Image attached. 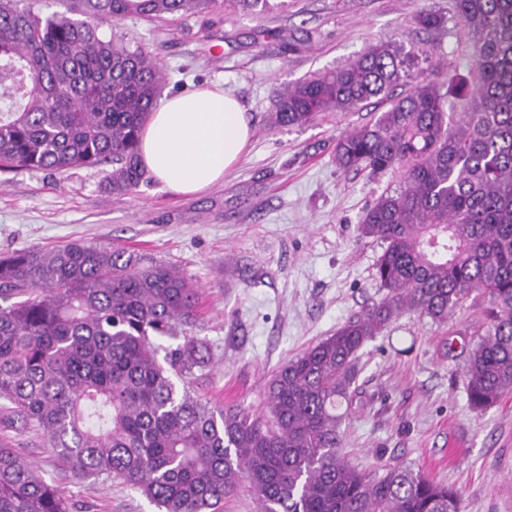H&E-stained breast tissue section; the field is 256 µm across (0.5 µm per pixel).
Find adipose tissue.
I'll return each instance as SVG.
<instances>
[{
    "mask_svg": "<svg viewBox=\"0 0 512 512\" xmlns=\"http://www.w3.org/2000/svg\"><path fill=\"white\" fill-rule=\"evenodd\" d=\"M250 136L235 97L217 84L199 87L155 107L142 131L139 160L170 191L196 194L223 182Z\"/></svg>",
    "mask_w": 512,
    "mask_h": 512,
    "instance_id": "ef3b65f1",
    "label": "adipose tissue"
}]
</instances>
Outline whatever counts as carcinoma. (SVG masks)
<instances>
[{
  "label": "carcinoma",
  "mask_w": 512,
  "mask_h": 512,
  "mask_svg": "<svg viewBox=\"0 0 512 512\" xmlns=\"http://www.w3.org/2000/svg\"><path fill=\"white\" fill-rule=\"evenodd\" d=\"M0 0V163L15 170L112 166L107 187L147 181L141 130L165 83L151 52L105 39L125 17L207 13L216 0ZM264 12L269 0H225ZM471 40L470 80L449 112L438 64L421 49L372 42L354 60L278 95L272 125L326 112L383 110L336 140L339 168L400 184L358 230L380 243L384 296L286 362L265 411L209 405L190 390L209 347L198 288L121 247L69 242L0 257V407L46 435L79 478L120 480L159 512H219L247 487L259 512H462L459 493L422 471L367 475L341 455L361 348L394 317L440 324L472 293L487 307L464 373L469 404L512 392V0H455ZM415 24L441 30L421 10ZM399 86L407 87L395 93ZM184 337L159 357L160 338ZM182 386H177L176 381ZM0 512H73L70 499L0 438Z\"/></svg>",
  "instance_id": "carcinoma-1"
}]
</instances>
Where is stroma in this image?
Wrapping results in <instances>:
<instances>
[{
    "label": "stroma",
    "mask_w": 512,
    "mask_h": 512,
    "mask_svg": "<svg viewBox=\"0 0 512 512\" xmlns=\"http://www.w3.org/2000/svg\"><path fill=\"white\" fill-rule=\"evenodd\" d=\"M443 15L425 31L420 10ZM104 37L151 48L172 97L212 83L243 104L251 141L222 184L177 194L154 180L117 195L110 166L59 173L0 167V255L72 240L134 251L176 268L202 292L196 329L210 348L192 393L203 401L263 408L272 375L384 295L381 251L358 225L398 172H346L337 138L369 110L329 112L305 127L269 117L287 85L356 58L372 42L433 49L446 108L459 109L471 43L453 0H290L287 10H216L208 16L122 19ZM485 306L470 296L441 325L406 313L358 353L357 395L342 423L345 459L383 473L399 465L457 490L463 512H512V393L485 411L468 402L463 371ZM0 436L71 499L74 512H158L119 480L75 478L44 434L8 425Z\"/></svg>",
    "instance_id": "35a3bbf8"
}]
</instances>
